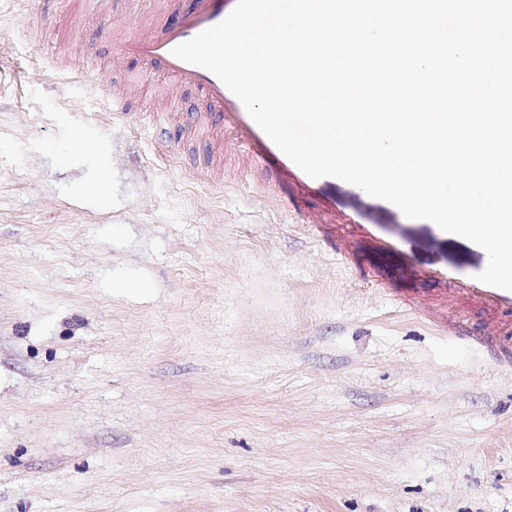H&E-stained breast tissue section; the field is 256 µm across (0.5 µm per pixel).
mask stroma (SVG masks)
<instances>
[{"mask_svg": "<svg viewBox=\"0 0 512 512\" xmlns=\"http://www.w3.org/2000/svg\"><path fill=\"white\" fill-rule=\"evenodd\" d=\"M153 8L0 0V512H512L486 252L337 178L271 193L230 126L161 161L77 79L125 82L100 15L147 37Z\"/></svg>", "mask_w": 512, "mask_h": 512, "instance_id": "1", "label": "stroma"}]
</instances>
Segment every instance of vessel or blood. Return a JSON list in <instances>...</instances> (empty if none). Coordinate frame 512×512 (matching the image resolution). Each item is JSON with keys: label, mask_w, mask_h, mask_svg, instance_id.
Wrapping results in <instances>:
<instances>
[{"label": "vessel or blood", "mask_w": 512, "mask_h": 512, "mask_svg": "<svg viewBox=\"0 0 512 512\" xmlns=\"http://www.w3.org/2000/svg\"><path fill=\"white\" fill-rule=\"evenodd\" d=\"M227 14L225 0H158L157 13L148 20L157 34L150 39L116 25L111 15H103L101 21L114 64L141 60L164 68L184 86L200 91L206 110L196 115L183 114L184 128L198 135L218 137L223 135L225 124H233L241 131L245 148L258 157L275 159L281 177L304 179V172L272 143L239 99L214 74L172 54L174 47L218 24Z\"/></svg>", "instance_id": "1"}]
</instances>
